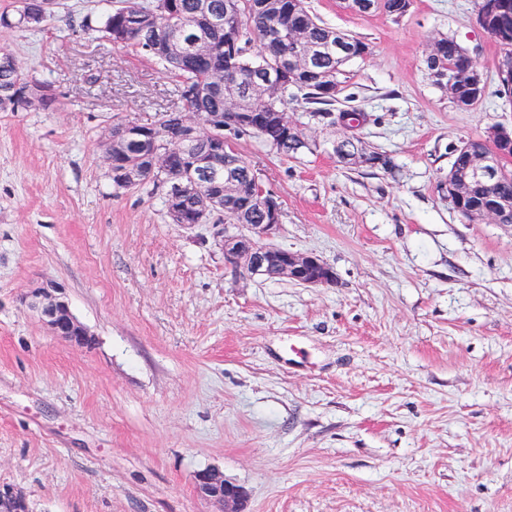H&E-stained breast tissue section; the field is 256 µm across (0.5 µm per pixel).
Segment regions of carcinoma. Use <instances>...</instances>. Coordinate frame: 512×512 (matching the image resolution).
I'll use <instances>...</instances> for the list:
<instances>
[{
	"label": "carcinoma",
	"mask_w": 512,
	"mask_h": 512,
	"mask_svg": "<svg viewBox=\"0 0 512 512\" xmlns=\"http://www.w3.org/2000/svg\"><path fill=\"white\" fill-rule=\"evenodd\" d=\"M199 0H115L98 19L86 16L72 32L96 41L100 46L131 47L157 59L176 78V96L181 108L157 114L156 120L136 125L140 134H130L131 120L113 118L106 143L108 177L115 191L163 189L165 182L182 185L179 207L181 223L264 224L265 203L254 197L250 176L255 167L232 147L216 164L200 167L197 162L212 149V142L228 130L236 136L253 135L277 154L295 157L312 151L302 130L290 134L273 119V113L288 111V101L302 99L320 108L310 116L331 114L337 101L339 75L348 61L361 56L360 38L346 34L347 51L333 47L336 29L324 25L310 9L307 0H208L209 11L221 22L208 29L197 20ZM55 0H18L17 16L0 15V26L40 29L53 15ZM373 5L399 21L409 10L411 0H373ZM208 44L207 51L197 42ZM314 49L312 69L293 78L279 79L286 61L301 46ZM424 72L436 86L439 77L451 76L458 95L467 97L469 71L476 67L469 54L455 39L439 36L426 54ZM52 90L51 83L39 81L22 70L13 55L0 50V111L19 112L31 108L49 110L56 102L34 97L18 107L13 95L29 85ZM199 116L197 136L186 142L181 156L166 169L158 153L164 137L176 134L187 113ZM222 116L221 125L205 126L207 113ZM257 112V128L237 126V113ZM476 143L467 140L454 149L452 167L465 168ZM336 161L347 167H368L394 173L392 156L378 152L363 140ZM234 188L226 189L227 178ZM512 200V168L490 185L478 184L469 195L450 202L469 223H478L476 207L488 198Z\"/></svg>",
	"instance_id": "cac0c4a2"
}]
</instances>
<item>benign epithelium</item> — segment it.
Instances as JSON below:
<instances>
[{"instance_id":"obj_1","label":"benign epithelium","mask_w":512,"mask_h":512,"mask_svg":"<svg viewBox=\"0 0 512 512\" xmlns=\"http://www.w3.org/2000/svg\"><path fill=\"white\" fill-rule=\"evenodd\" d=\"M475 21L487 34L505 43L512 42V3L508 0H480ZM497 76L503 87L512 89V54L504 52L498 57ZM483 142L487 150L475 155L469 171L457 173L448 181L449 192L463 197L476 183L494 182L504 171L503 164L512 162V125L489 127ZM281 217L282 210L277 208L270 211L265 224L217 225L225 264L249 277L265 276L274 268L279 277L308 287L333 284V269L318 255L291 252L268 243L279 230ZM25 302L39 312L54 335L78 346L90 342L87 329L71 313L65 289L58 283L39 284L28 292ZM195 490L201 498L222 504L224 512H244L247 491L227 479L217 467L197 472ZM0 500L11 501L13 512H30L26 496L10 485H0Z\"/></svg>"}]
</instances>
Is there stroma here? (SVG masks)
<instances>
[{
    "label": "stroma",
    "instance_id": "obj_1",
    "mask_svg": "<svg viewBox=\"0 0 512 512\" xmlns=\"http://www.w3.org/2000/svg\"><path fill=\"white\" fill-rule=\"evenodd\" d=\"M360 37L335 106L397 170L337 163L305 121L294 158L226 141L282 203L276 247L314 252L336 282L244 276L212 228L172 223L161 194L114 192L113 116L176 108L174 81L122 47L71 35L103 0H57L44 29L0 28L49 111L0 112V484L32 512H219L209 466L247 512H512V226L448 204L453 150L512 123L476 0H412L400 20L309 0ZM461 44L485 94L465 110L427 79L434 37ZM62 284L91 343L53 336L23 297ZM196 493L203 499L220 503L224 512H245L248 497L245 488L227 479L217 467L206 468L195 476Z\"/></svg>",
    "mask_w": 512,
    "mask_h": 512
}]
</instances>
